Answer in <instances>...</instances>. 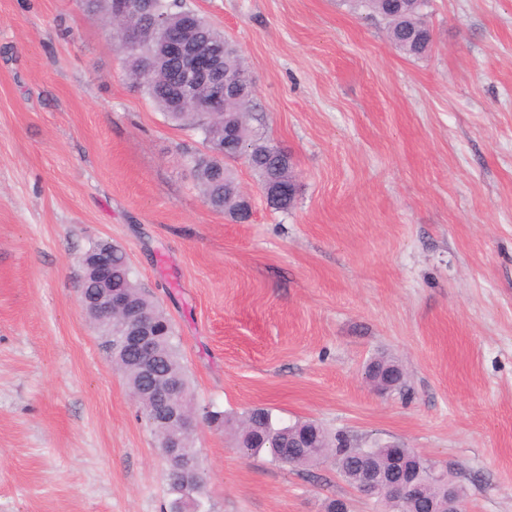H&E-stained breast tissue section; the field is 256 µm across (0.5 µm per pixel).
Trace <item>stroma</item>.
Masks as SVG:
<instances>
[{
	"instance_id": "35a3bbf8",
	"label": "stroma",
	"mask_w": 512,
	"mask_h": 512,
	"mask_svg": "<svg viewBox=\"0 0 512 512\" xmlns=\"http://www.w3.org/2000/svg\"><path fill=\"white\" fill-rule=\"evenodd\" d=\"M255 80L293 208L244 161L211 209L200 138L127 75L85 0H0V512H168L159 441L79 303L127 253L172 320L198 408L267 407L451 466L465 512H512V0H428L420 58L347 0H183ZM386 355L404 391L363 375ZM211 512H375L332 463L243 457L198 421Z\"/></svg>"
}]
</instances>
